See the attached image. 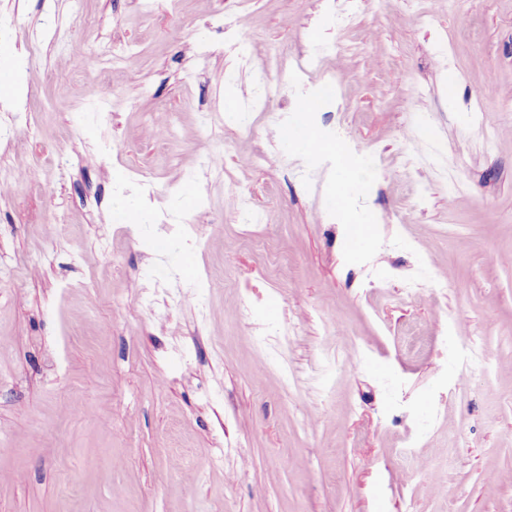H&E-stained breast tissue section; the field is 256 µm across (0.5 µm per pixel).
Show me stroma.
I'll return each mask as SVG.
<instances>
[{
  "mask_svg": "<svg viewBox=\"0 0 512 512\" xmlns=\"http://www.w3.org/2000/svg\"><path fill=\"white\" fill-rule=\"evenodd\" d=\"M0 34L21 86L0 100V170L27 172L0 195V512H512V0H364L344 31L324 0H0ZM78 36L100 51L107 111L96 85L56 94ZM327 42L360 169L342 201L334 169L311 190L279 138L284 102L246 107L254 72L283 79L291 53ZM126 44L136 60L113 68ZM220 147V177L187 176L182 157ZM141 171L154 221L117 231L120 184ZM235 186L266 223L241 222ZM188 189L209 231L159 246L162 225L192 221ZM347 218L371 221L360 252ZM352 346L338 374L329 357ZM418 415L415 456L440 478L403 483Z\"/></svg>",
  "mask_w": 512,
  "mask_h": 512,
  "instance_id": "stroma-1",
  "label": "stroma"
}]
</instances>
